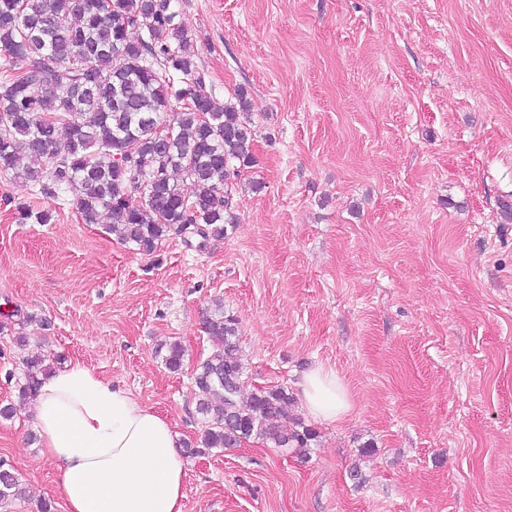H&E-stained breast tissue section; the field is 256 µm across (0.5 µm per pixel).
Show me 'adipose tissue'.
<instances>
[{"label":"adipose tissue","mask_w":512,"mask_h":512,"mask_svg":"<svg viewBox=\"0 0 512 512\" xmlns=\"http://www.w3.org/2000/svg\"><path fill=\"white\" fill-rule=\"evenodd\" d=\"M308 413L336 423L348 392L319 367L300 383ZM31 407L66 512H183L186 472L170 422L79 360L41 378Z\"/></svg>","instance_id":"ef3b65f1"}]
</instances>
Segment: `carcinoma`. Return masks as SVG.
<instances>
[{"label": "carcinoma", "instance_id": "carcinoma-1", "mask_svg": "<svg viewBox=\"0 0 512 512\" xmlns=\"http://www.w3.org/2000/svg\"><path fill=\"white\" fill-rule=\"evenodd\" d=\"M249 111L243 91L222 105L207 91L174 0H0V174L72 203L85 224L111 213L143 255L171 234L198 239L200 249L227 235L232 179L254 165ZM117 153L133 166L113 163ZM17 213L23 223L51 220L29 203ZM204 332L213 350L195 372L202 445L233 448L254 437L307 447L313 429H280L285 390L241 399L237 330L222 304ZM183 359V346L170 344L165 365L176 371ZM22 364L27 398L52 368L43 358ZM17 487L1 469L0 502Z\"/></svg>", "mask_w": 512, "mask_h": 512}]
</instances>
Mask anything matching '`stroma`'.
<instances>
[{"instance_id":"1","label":"stroma","mask_w":512,"mask_h":512,"mask_svg":"<svg viewBox=\"0 0 512 512\" xmlns=\"http://www.w3.org/2000/svg\"><path fill=\"white\" fill-rule=\"evenodd\" d=\"M178 8L214 98L253 104L235 224L143 255L110 214L86 224L50 198V223H19L32 188L0 176V469L23 490L0 512H65L19 398L24 353L82 360L194 445L218 302L244 393L284 389L317 437L304 456L253 438L183 454L184 512H512V0ZM319 366L351 404L331 425L299 387Z\"/></svg>"}]
</instances>
